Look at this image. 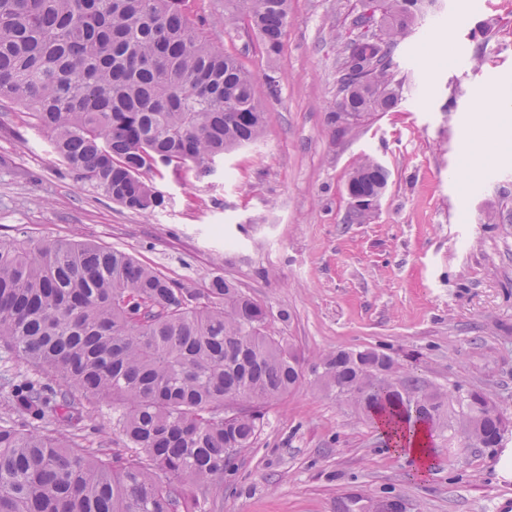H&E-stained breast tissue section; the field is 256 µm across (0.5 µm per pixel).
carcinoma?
I'll list each match as a JSON object with an SVG mask.
<instances>
[{
    "instance_id": "obj_1",
    "label": "carcinoma",
    "mask_w": 512,
    "mask_h": 512,
    "mask_svg": "<svg viewBox=\"0 0 512 512\" xmlns=\"http://www.w3.org/2000/svg\"><path fill=\"white\" fill-rule=\"evenodd\" d=\"M280 59L289 0H226ZM425 0H356L338 48L342 135L401 100L394 55ZM0 103L32 108L80 180L132 212L164 204L143 172L191 168L262 138L253 76L204 36L190 0H0ZM390 173L365 155L348 184L383 197ZM264 307L222 276L187 288L132 254L83 240L0 244V347L32 375L3 379L0 512H214L211 494L252 448L267 407L303 377L297 355L264 331ZM315 380L396 434L456 429L499 444L487 398L446 395L400 376L376 350L320 358ZM243 402L224 418L228 396ZM94 399L112 402V441L97 443ZM61 421L63 432L47 428Z\"/></svg>"
}]
</instances>
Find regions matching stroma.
Masks as SVG:
<instances>
[{"label":"stroma","mask_w":512,"mask_h":512,"mask_svg":"<svg viewBox=\"0 0 512 512\" xmlns=\"http://www.w3.org/2000/svg\"><path fill=\"white\" fill-rule=\"evenodd\" d=\"M353 4L291 0L273 63L243 20L225 19L224 0H192L207 37L254 74L268 126L209 174L145 173L168 199L156 212L78 180L27 107H12L0 129V241L78 236L190 288L222 275L267 308L305 375L225 474L217 512H376L389 501L401 512H512V426L492 451L437 438L419 477L311 373L324 355L375 348L432 391L482 390L512 419V221L501 218L512 158L483 156L472 172L464 152L476 124L512 133V111L480 109L491 93L512 103V0H437L396 51L402 100L336 138L326 117ZM364 155L390 179L361 223L347 182Z\"/></svg>","instance_id":"1"}]
</instances>
